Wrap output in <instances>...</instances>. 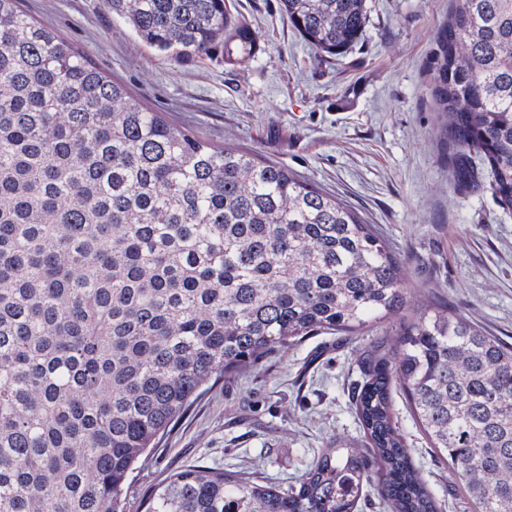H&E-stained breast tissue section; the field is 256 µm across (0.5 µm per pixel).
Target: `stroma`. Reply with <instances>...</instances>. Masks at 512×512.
Instances as JSON below:
<instances>
[{"instance_id": "35a3bbf8", "label": "stroma", "mask_w": 512, "mask_h": 512, "mask_svg": "<svg viewBox=\"0 0 512 512\" xmlns=\"http://www.w3.org/2000/svg\"><path fill=\"white\" fill-rule=\"evenodd\" d=\"M260 49L246 67L222 48L174 60L142 44L104 0H22L145 107L215 149L250 150L316 184L371 224L401 259L407 317L433 306L512 343V212L490 188L457 187L436 134L431 85L451 0H367L363 37L345 54L309 46L279 0H228ZM323 333L224 378L184 414L127 490L141 512L170 472L194 465L298 480L320 449L365 451L352 395L374 336ZM393 412L442 512H473L417 427L402 392Z\"/></svg>"}]
</instances>
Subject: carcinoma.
Masks as SVG:
<instances>
[{
  "label": "carcinoma",
  "instance_id": "obj_1",
  "mask_svg": "<svg viewBox=\"0 0 512 512\" xmlns=\"http://www.w3.org/2000/svg\"><path fill=\"white\" fill-rule=\"evenodd\" d=\"M173 59L255 34L225 0H105ZM344 53L366 0H280ZM432 97L453 176L512 211V0H454ZM401 261L337 197L252 152L217 151L146 109L53 29L0 0V512H127L126 489L213 384L310 336L403 316ZM368 448H324L280 486L192 466L143 512H439L393 392L474 512H512V345L422 310L361 363Z\"/></svg>",
  "mask_w": 512,
  "mask_h": 512
}]
</instances>
